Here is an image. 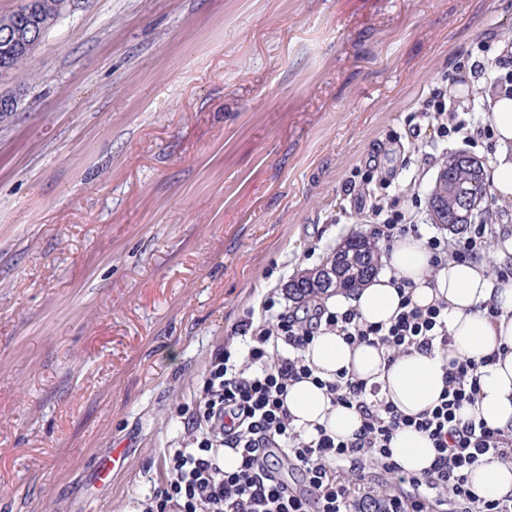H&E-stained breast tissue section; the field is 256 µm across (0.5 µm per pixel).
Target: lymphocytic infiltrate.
<instances>
[{
    "label": "lymphocytic infiltrate",
    "instance_id": "obj_1",
    "mask_svg": "<svg viewBox=\"0 0 512 512\" xmlns=\"http://www.w3.org/2000/svg\"><path fill=\"white\" fill-rule=\"evenodd\" d=\"M421 111L440 140L493 135L491 123L460 117L447 91L423 100ZM369 211L374 241L388 246L418 233L413 215L384 195L375 196ZM504 233L474 224L464 239L432 236L426 247L437 263L472 260ZM395 286L401 303L386 324L364 323L354 309L333 311L318 301L277 313L273 299H265L261 320L240 325L244 351L227 349L212 360L202 399L187 421L188 439L164 454L165 478L139 500V512H512V496L483 498L469 484L470 470L484 456L512 463V447L498 430L460 414L474 404L478 370L491 356L451 361L438 404L414 416L381 397L379 385L339 374L326 388L332 404L358 411L361 423L352 437L321 428L307 439L293 425L284 396L291 382L312 375L302 353L320 330L395 356L447 353V304L417 305L410 281ZM406 429L425 435L435 451L419 474L405 472L390 453L392 439ZM228 449L241 458L232 472L224 469ZM286 460L300 474V486H289L282 476Z\"/></svg>",
    "mask_w": 512,
    "mask_h": 512
}]
</instances>
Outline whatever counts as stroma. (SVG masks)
Masks as SVG:
<instances>
[{
    "mask_svg": "<svg viewBox=\"0 0 512 512\" xmlns=\"http://www.w3.org/2000/svg\"><path fill=\"white\" fill-rule=\"evenodd\" d=\"M510 28L512 0H72L0 112V512H136L210 362L371 234L380 184L455 238L440 163L498 144L409 117Z\"/></svg>",
    "mask_w": 512,
    "mask_h": 512,
    "instance_id": "35a3bbf8",
    "label": "stroma"
}]
</instances>
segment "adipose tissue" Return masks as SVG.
<instances>
[{
  "label": "adipose tissue",
  "mask_w": 512,
  "mask_h": 512,
  "mask_svg": "<svg viewBox=\"0 0 512 512\" xmlns=\"http://www.w3.org/2000/svg\"><path fill=\"white\" fill-rule=\"evenodd\" d=\"M491 120L500 152L490 163V181L501 201H512V97L489 98ZM385 260L388 271L374 275L352 293H336L327 304L352 308L366 323H389L399 306L393 279L414 282V300L421 305L436 301L448 305L447 356L418 353L389 358L385 349L362 344L349 345L333 332H320L304 351L313 376L291 383L285 398L296 428L305 436H316L317 426L328 433L349 437L359 428L355 409L331 405L320 383L347 371L357 379L380 383L382 396L403 414L416 415L434 407L444 388V364L449 359L479 358L495 354V361L479 370L480 392L473 410L478 420L512 433V284L493 287L489 260H448L433 267L423 240L405 237L395 242ZM393 459L403 470L418 474L426 470L434 450L426 436L405 430L390 444ZM478 496L501 498L512 494V464L495 459L477 465L469 476Z\"/></svg>",
  "instance_id": "1"
}]
</instances>
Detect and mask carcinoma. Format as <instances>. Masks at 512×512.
Returning <instances> with one entry per match:
<instances>
[{"mask_svg":"<svg viewBox=\"0 0 512 512\" xmlns=\"http://www.w3.org/2000/svg\"><path fill=\"white\" fill-rule=\"evenodd\" d=\"M68 0H23L13 12L0 15V62L9 71L19 69L39 46L29 47L3 41L7 34L47 32L62 17ZM445 174L438 178L430 193L429 207L434 222L454 231L467 224H491L495 216L488 199L482 164L473 156L455 153L443 165ZM374 251L365 236H353L326 259L324 267L340 272L338 290L350 293L363 285L374 271ZM294 298L309 301L325 294L317 284V274L294 279L288 285Z\"/></svg>","mask_w":512,"mask_h":512,"instance_id":"1","label":"carcinoma"}]
</instances>
